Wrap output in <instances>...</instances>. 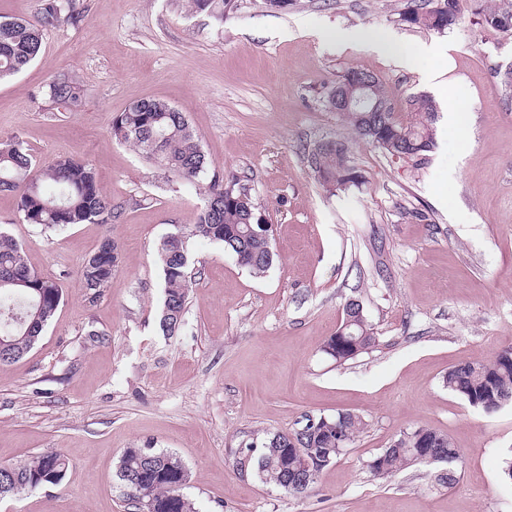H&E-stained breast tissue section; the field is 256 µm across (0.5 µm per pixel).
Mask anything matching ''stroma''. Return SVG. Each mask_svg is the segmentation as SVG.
<instances>
[{"label":"stroma","mask_w":512,"mask_h":512,"mask_svg":"<svg viewBox=\"0 0 512 512\" xmlns=\"http://www.w3.org/2000/svg\"><path fill=\"white\" fill-rule=\"evenodd\" d=\"M407 0H296L271 12L237 0L223 23L186 0H80L84 19L46 31L36 61L0 82V141L19 138L43 165L88 162L125 204L120 223L44 231L0 193V231L63 302L34 348L0 365V464L58 450L57 486L0 501V512H136L116 476L126 449L176 454L195 512H512V403L487 413L448 391L461 363L512 346V33L484 29L462 0L447 33L408 27ZM388 31L425 47L413 66L340 30ZM365 66L389 96H429L436 145L415 162L358 139L324 105L328 86ZM60 71L88 90L75 112H47L41 91ZM436 72L430 81L428 72ZM184 112L221 177L246 180L274 228L261 276L217 243L191 240L194 277L178 334L157 326V247L193 223L202 199L111 136L142 98ZM463 134L448 130V101ZM346 143L356 186L327 191L314 145ZM121 264L96 304L78 271L105 237ZM359 300L375 345L343 364L323 346ZM340 412L362 433L294 494L263 480L258 450L277 432ZM447 434L461 459L377 477L369 462L403 432ZM455 471L453 485L439 475Z\"/></svg>","instance_id":"35a3bbf8"}]
</instances>
